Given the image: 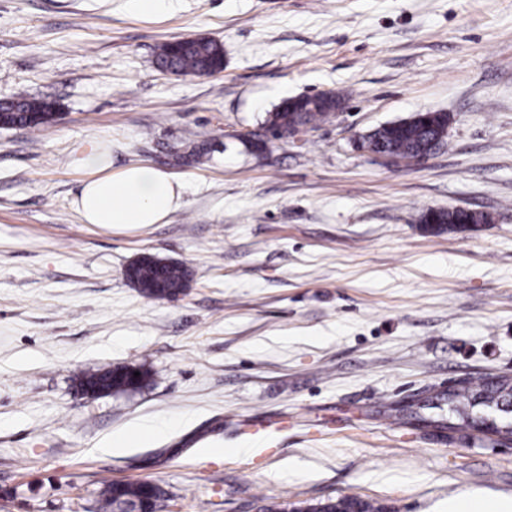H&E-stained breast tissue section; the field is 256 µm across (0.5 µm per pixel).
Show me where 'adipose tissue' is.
Masks as SVG:
<instances>
[{
    "instance_id": "obj_1",
    "label": "adipose tissue",
    "mask_w": 512,
    "mask_h": 512,
    "mask_svg": "<svg viewBox=\"0 0 512 512\" xmlns=\"http://www.w3.org/2000/svg\"><path fill=\"white\" fill-rule=\"evenodd\" d=\"M78 165L88 173L72 201L82 223L162 224L185 204L183 184L155 166L113 168L111 153L96 145L81 152Z\"/></svg>"
}]
</instances>
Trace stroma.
<instances>
[{
  "instance_id": "1",
  "label": "stroma",
  "mask_w": 512,
  "mask_h": 512,
  "mask_svg": "<svg viewBox=\"0 0 512 512\" xmlns=\"http://www.w3.org/2000/svg\"><path fill=\"white\" fill-rule=\"evenodd\" d=\"M208 37L215 76L155 64ZM345 96L336 117L266 152L287 97ZM55 105L0 128V512H95L110 482L149 480L166 512H260L350 495L448 512L512 504V444L393 420L476 377L512 375V0H0V101ZM444 112L447 144L376 158L363 135ZM186 186L165 223L103 229L72 199L77 149ZM206 143L202 165L186 157ZM493 223L433 233L422 211ZM142 255L192 281L150 299ZM142 366L135 394L83 395L77 374ZM131 444L117 449L121 439ZM53 115V105L24 94L11 100L0 101V128L15 126L38 127L47 124ZM507 506L489 501L476 493H466L448 503V512H508Z\"/></svg>"
}]
</instances>
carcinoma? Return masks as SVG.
Segmentation results:
<instances>
[{"instance_id":"1","label":"carcinoma","mask_w":512,"mask_h":512,"mask_svg":"<svg viewBox=\"0 0 512 512\" xmlns=\"http://www.w3.org/2000/svg\"><path fill=\"white\" fill-rule=\"evenodd\" d=\"M161 68L177 74L203 75L224 67L222 46L203 38H182L164 43L157 53ZM336 101L300 99L283 100L268 113L264 128L285 137L299 127L313 128L326 123L335 115ZM53 115V105L24 94L0 101V128L15 126L38 127L47 124ZM448 115L443 112H420L406 121L388 122L366 136L377 151L403 156L419 153L427 156L447 143ZM483 213L453 214L446 210L428 209L420 214V222L432 225V230L455 228L467 221L480 224ZM126 276L130 284L145 297L164 299L176 296L187 286L191 271L179 262L143 257L129 265ZM139 376H134V373ZM148 371L141 367L116 365L84 372L77 376L80 390L91 396L110 393H135L147 383ZM512 401V379L500 377L466 381L448 392V430L480 426L503 439L512 440V415L496 414L502 403ZM140 502L147 512H164L165 493L151 481L111 482L98 500V512H114L125 503ZM293 512H385V507L355 496H341L317 504L297 508Z\"/></svg>"}]
</instances>
